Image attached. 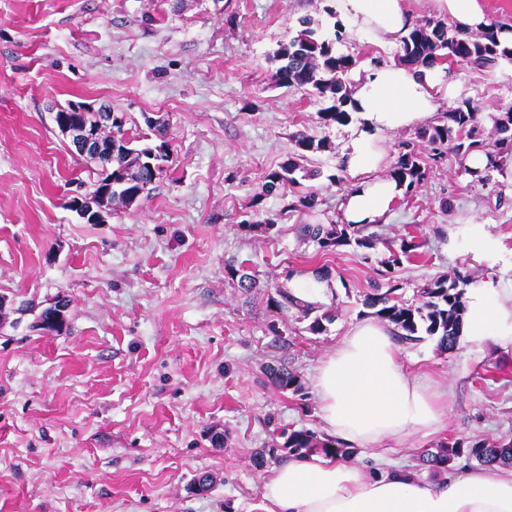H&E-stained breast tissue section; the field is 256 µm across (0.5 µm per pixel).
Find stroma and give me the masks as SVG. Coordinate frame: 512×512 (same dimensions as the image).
Segmentation results:
<instances>
[{
    "label": "stroma",
    "instance_id": "obj_1",
    "mask_svg": "<svg viewBox=\"0 0 512 512\" xmlns=\"http://www.w3.org/2000/svg\"><path fill=\"white\" fill-rule=\"evenodd\" d=\"M328 0H0V512H264L262 482L288 449L274 432L323 433L315 368L381 282L378 256L329 254L300 224H337L352 179L339 159L349 125H323L327 102L278 87L273 55L312 21L332 37ZM446 112L477 106L487 145L493 115L512 106V62L453 69ZM109 104L130 131L163 115L170 160L149 196L89 224L64 205L92 179L57 129L68 101ZM321 141L302 168L312 211L282 213L262 194L269 172ZM273 218L270 232L244 222ZM380 233L416 237L420 258L394 278L419 306L439 275L512 286V185L491 172L472 183L460 155L431 163ZM247 261L257 286L239 288L228 258ZM318 277L332 320L311 333L272 303ZM68 300V329L46 335L38 310ZM287 325L277 336L273 327ZM407 372L448 394L445 428L390 441L416 478L443 475L423 451L455 439H512V348L432 338L402 347ZM283 364L300 392L271 385Z\"/></svg>",
    "mask_w": 512,
    "mask_h": 512
}]
</instances>
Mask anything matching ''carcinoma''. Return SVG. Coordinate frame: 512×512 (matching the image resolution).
Segmentation results:
<instances>
[{"mask_svg": "<svg viewBox=\"0 0 512 512\" xmlns=\"http://www.w3.org/2000/svg\"><path fill=\"white\" fill-rule=\"evenodd\" d=\"M305 28L290 42L283 44L276 52L275 58L280 62L275 72L278 85L285 88L311 87L322 97L331 100V105L319 113L320 120L330 125L344 124L350 119L347 110L352 103L350 89L347 87V76L356 66L357 60L351 54L336 52V41L341 39L337 32L332 38L323 37L311 21H303ZM399 59L410 65H434L448 62L450 64L465 62L476 71L491 70L502 61H512L507 51L499 49L494 33L488 32L477 37L462 34L441 20H428L412 27L401 42ZM154 135L160 140L155 147L137 149L131 146L132 137L125 130V121L121 117L112 120V201L131 204L149 193L150 186L162 172V162L168 158V142L165 140V124L159 120L148 123ZM495 128L500 138L496 141V150L487 152L490 157L488 168L479 175L467 171L477 181L489 180L490 169L494 167L497 157L512 154V107L499 113L495 119ZM420 137L427 139L437 153L449 147L466 156L471 151L483 147L479 127L475 121V113L470 108H457L445 112L438 117L437 124L431 125L420 132ZM297 159H290L280 169L270 172L262 186V193L269 194L279 185L296 184L294 177L300 170L298 160L306 157V153L314 152L321 143L311 136L301 134L295 140ZM394 174L409 180V187H414L424 175L422 159L415 149L407 148L401 152L395 163ZM284 205L282 213L311 210L319 204L318 194L314 191L298 195L292 199L282 195ZM300 234L311 241L316 250L327 254L340 247L355 246L366 252L384 247L390 258L382 261L385 270L383 275L391 273L398 262V254H408L421 248V244L400 239L395 242L382 237L376 232H366L363 225L356 224H301ZM231 277L238 278L239 287L248 290L254 287V276L243 272L232 259L225 264ZM467 275L457 274L453 278L440 276L433 280L425 289L426 301L420 306L407 305L397 299L395 292L398 287L390 284L386 290L375 286L374 293L364 299V304L375 309V314L392 326L391 332L402 344L415 343L421 340L420 332L437 338L438 346L450 351L456 348L459 341V329L464 311V288L469 285ZM279 310L295 309L301 317H308L317 306L301 301L286 293L274 301ZM270 381L281 390L301 389L299 376L288 370L285 365L270 367L266 371ZM283 443L274 447L289 449L294 455L307 456L322 453L336 458H344L351 451L343 447L338 440L320 438L310 429L284 430L279 434ZM467 455L481 466L512 463V440L508 442L486 443L474 442L465 444L463 440L446 442L438 446L434 452L422 455L424 464L434 471H440L460 455Z\"/></svg>", "mask_w": 512, "mask_h": 512, "instance_id": "cac0c4a2", "label": "carcinoma"}]
</instances>
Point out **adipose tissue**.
<instances>
[{
  "label": "adipose tissue",
  "mask_w": 512,
  "mask_h": 512,
  "mask_svg": "<svg viewBox=\"0 0 512 512\" xmlns=\"http://www.w3.org/2000/svg\"><path fill=\"white\" fill-rule=\"evenodd\" d=\"M437 10L467 33L494 30L501 48L512 50V27L491 28L483 0H435ZM352 34L369 33L400 43L412 20L404 0H334ZM456 83L439 66H371L353 100L360 121L350 134L341 164L350 174L342 211L346 224H377L407 185L389 175L390 133L429 119ZM461 334L473 344L491 340L512 346V287L477 285L465 291ZM328 433L359 448H376L408 435L438 433L448 416L442 393L411 378L385 325L353 324L313 377ZM267 512H512V467L448 473L438 483L404 471L376 477L355 463L330 457L291 458L263 483Z\"/></svg>",
  "instance_id": "ef3b65f1"
}]
</instances>
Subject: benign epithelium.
<instances>
[{"label": "benign epithelium", "instance_id": "1", "mask_svg": "<svg viewBox=\"0 0 512 512\" xmlns=\"http://www.w3.org/2000/svg\"><path fill=\"white\" fill-rule=\"evenodd\" d=\"M114 116L115 112L109 106L97 107L87 102L72 101L58 108L53 121L58 130L80 151L87 166L109 172L112 170V143L102 141L101 131L103 126L112 125ZM93 198L100 209H93L79 197L71 199L68 205L87 223L102 224L105 217L101 207L112 201V188L93 194ZM68 309V301L62 298L51 306L48 318H38L35 324L46 334L61 335L66 330Z\"/></svg>", "mask_w": 512, "mask_h": 512}]
</instances>
